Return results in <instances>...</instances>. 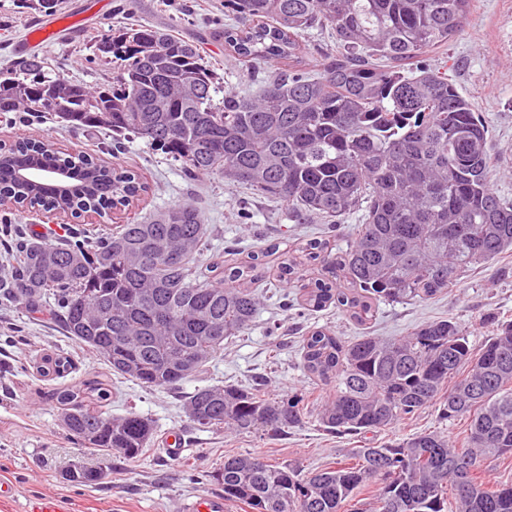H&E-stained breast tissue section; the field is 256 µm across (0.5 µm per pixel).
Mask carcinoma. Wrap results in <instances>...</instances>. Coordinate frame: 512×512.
Here are the masks:
<instances>
[{
    "instance_id": "obj_1",
    "label": "carcinoma",
    "mask_w": 512,
    "mask_h": 512,
    "mask_svg": "<svg viewBox=\"0 0 512 512\" xmlns=\"http://www.w3.org/2000/svg\"><path fill=\"white\" fill-rule=\"evenodd\" d=\"M470 0H224V43L253 65H284L259 93L226 92L200 49L170 32L128 23L95 41L119 62L89 87L37 55L0 71V112L50 114L72 130L110 131L112 148L133 136L181 163L189 175L217 174L233 186L282 201L297 224H339L364 211L347 249L307 241L281 262L285 281L305 266L342 272L346 285L317 278L306 306L336 302L366 322L381 301L428 300L455 288L475 266L512 252V201L491 185L487 128L473 105L427 65H408L460 31ZM325 26L342 48L316 71L302 66L300 39ZM224 93L218 100L216 96ZM45 150L14 144L0 158V192L19 191L14 170ZM71 204L127 208L146 192L139 175L91 161L80 166ZM207 227L190 202L119 224L89 244H17L0 289L47 315L111 372L146 389L178 390L224 341L245 334L261 305L259 255L213 277L199 271ZM304 370L332 385L316 404L329 432L364 437L435 405L465 418V437L425 431L388 445L352 449V463L305 476L250 454L224 458L214 479L224 500L251 512H512V485L486 480L484 460L512 456V323L474 350L461 325L428 322L399 339L361 336L345 344L322 329L302 339ZM68 360L43 357L44 376ZM265 383L199 386L183 400L194 429L278 435L299 426L310 395L278 396ZM59 424L82 448L133 462L155 426L136 411L114 416L110 385L93 377L51 393ZM111 465H79L78 485L106 479ZM368 508L349 509L365 483Z\"/></svg>"
}]
</instances>
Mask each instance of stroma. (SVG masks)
<instances>
[{
    "instance_id": "1",
    "label": "stroma",
    "mask_w": 512,
    "mask_h": 512,
    "mask_svg": "<svg viewBox=\"0 0 512 512\" xmlns=\"http://www.w3.org/2000/svg\"><path fill=\"white\" fill-rule=\"evenodd\" d=\"M58 14L85 18L77 34L62 35L39 50L67 79L92 87L110 77V65L90 62V43L107 25L141 22L198 42L226 88L240 92L258 88L251 72L225 50L219 37L224 28V0H108L103 13L90 0H62ZM44 20L43 14L19 11L14 0H0V69L25 55L27 33ZM424 60L446 68L459 92L482 117L489 130L492 184L498 194L512 199V0H471L461 32L445 47L428 52ZM24 136L46 139L61 152L102 158L112 143L105 133L73 132L46 117L0 114V147ZM114 163L142 175L150 186L148 194L114 219L98 224L82 217L64 226L34 210H2L0 265L12 260L10 237L38 235L51 242L68 233L91 241L113 224L188 200L208 226L209 243L198 259L204 271L224 262L228 252L252 253L266 238L287 243L294 250L309 238L323 235L333 250H343L361 220L360 214L350 215L332 233L322 223H294L279 201L252 195L217 175L187 177L179 163L153 153L139 139L125 140ZM266 262L273 286L252 328L225 344L222 355L182 391L148 390L113 377L111 413L135 410L154 421L156 434L137 461L113 462L111 475L92 487L71 483L66 473L76 463L98 465L102 457L79 447L62 430L59 409L49 394L57 385H75L107 373L108 368L87 347L64 336L58 323L28 314L20 301L0 300V483L10 488L0 498V512H29L30 503L45 495L58 498L63 512H181L185 501L223 497L213 475L228 455L252 454L296 464L307 472L346 461L351 449L361 447V440L325 432L314 417H307L285 436L197 432L189 425L182 400L198 385L244 384L255 378L264 379L273 394L294 389L327 394V387L311 380L301 364V339L314 328L351 342L366 334L397 337L420 324L450 318L465 326L471 345L478 348L491 335L493 320L512 321V253L468 272L458 287L433 299L379 303L375 317L365 325L353 321L338 305L293 317L281 303L300 302L303 290L279 282L278 256L267 257ZM56 353L72 363L69 373L58 379L41 378L29 365L32 359ZM438 427L455 440L464 436L467 423H439L435 409L428 408L374 434L372 440L381 444ZM172 434L182 444L181 453L175 455L167 446Z\"/></svg>"
}]
</instances>
